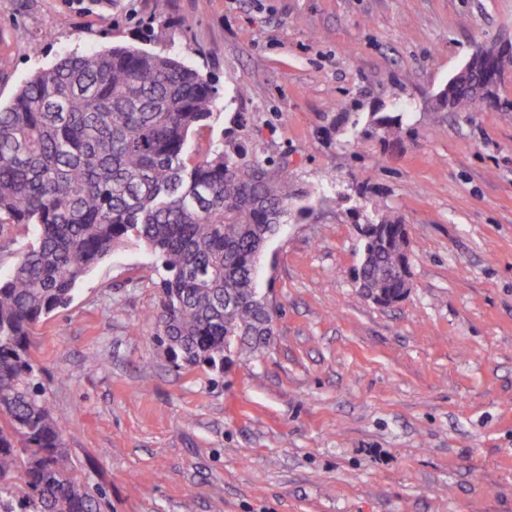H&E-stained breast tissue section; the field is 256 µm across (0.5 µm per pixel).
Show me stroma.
<instances>
[{"label": "stroma", "instance_id": "obj_1", "mask_svg": "<svg viewBox=\"0 0 512 512\" xmlns=\"http://www.w3.org/2000/svg\"><path fill=\"white\" fill-rule=\"evenodd\" d=\"M511 43L512 0H0L1 106L68 52H182L217 89L190 159L287 158L310 208L264 253L269 348L224 374L158 345L137 244L40 326L69 466L112 512H512V65L472 111L437 100ZM382 208L411 249L389 306L354 280Z\"/></svg>", "mask_w": 512, "mask_h": 512}]
</instances>
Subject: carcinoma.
I'll use <instances>...</instances> for the list:
<instances>
[{
    "label": "carcinoma",
    "mask_w": 512,
    "mask_h": 512,
    "mask_svg": "<svg viewBox=\"0 0 512 512\" xmlns=\"http://www.w3.org/2000/svg\"><path fill=\"white\" fill-rule=\"evenodd\" d=\"M217 90L185 62L132 47L68 55L0 108V512H100L101 493L65 465L64 432L32 359L36 330L66 308L78 282L120 245L156 256L150 313L160 343L188 368L222 372L262 353L274 311L257 259L302 213L288 162L217 148L187 162L189 133ZM462 85L439 103L474 106ZM381 138L402 115L373 119ZM33 229L17 245L5 223ZM356 282L381 305L402 299L405 225L388 215L360 233Z\"/></svg>",
    "instance_id": "cac0c4a2"
}]
</instances>
